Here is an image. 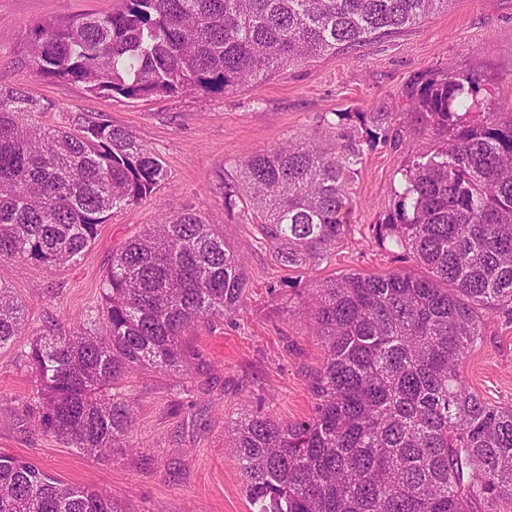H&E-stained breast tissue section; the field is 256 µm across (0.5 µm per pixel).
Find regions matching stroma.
Returning a JSON list of instances; mask_svg holds the SVG:
<instances>
[{"instance_id":"obj_1","label":"stroma","mask_w":512,"mask_h":512,"mask_svg":"<svg viewBox=\"0 0 512 512\" xmlns=\"http://www.w3.org/2000/svg\"><path fill=\"white\" fill-rule=\"evenodd\" d=\"M115 0H0V79L51 102L43 125H68L75 112L107 116L162 160L167 177L147 199L115 210L77 261L54 269L0 263V283L25 306L24 331L0 348V453L22 457L66 483L126 501L132 512H250L241 463L225 429L246 415L281 422L314 411L309 376L324 351L311 336L303 301L319 282L346 272L385 274L408 267L394 241H379L411 153H431L430 135L412 149L373 141L359 113L408 111V95L434 73L476 74L491 111L512 112V0H453L403 34L351 51L290 63L261 85L212 95L101 97L81 85L32 73L23 59L35 21L106 13ZM357 127L363 159L345 240L321 261L280 266L249 213L227 212L224 182L241 160L309 133L333 140L339 114ZM199 209L243 258L250 288L239 312L199 321L184 344L201 364L183 374L141 371L114 391L133 405L128 445L107 459L66 447L27 413L35 392L24 353L33 334H70L96 319L103 279L118 249L163 217ZM462 372L492 403L512 405V312L491 315Z\"/></svg>"}]
</instances>
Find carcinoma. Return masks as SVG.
Instances as JSON below:
<instances>
[{
    "mask_svg": "<svg viewBox=\"0 0 512 512\" xmlns=\"http://www.w3.org/2000/svg\"><path fill=\"white\" fill-rule=\"evenodd\" d=\"M450 0H119L104 14L56 17L30 30L35 75L102 97H166L260 85L291 62L399 34ZM482 78L433 76L410 95L404 129L374 112L383 143L429 133L439 143L405 171L397 211L380 227L417 269L344 273L314 289L312 335L324 361L313 415H253L228 431L256 512H512V405L490 404L461 368L485 320L512 309V113L484 111ZM51 109L0 80V260L59 267L78 259L116 209L166 179L160 157L102 114L68 127L32 123ZM362 144L339 128L257 151L224 183V209L251 210L283 266L316 262L349 233ZM239 253L201 211L167 216L112 256L100 310L85 327L41 335L26 362L31 412L60 442L101 459L125 447V375L180 373L182 339L202 319L243 306ZM23 309L0 284V348ZM0 512H130L27 460L0 454Z\"/></svg>",
    "mask_w": 512,
    "mask_h": 512,
    "instance_id": "1",
    "label": "carcinoma"
}]
</instances>
